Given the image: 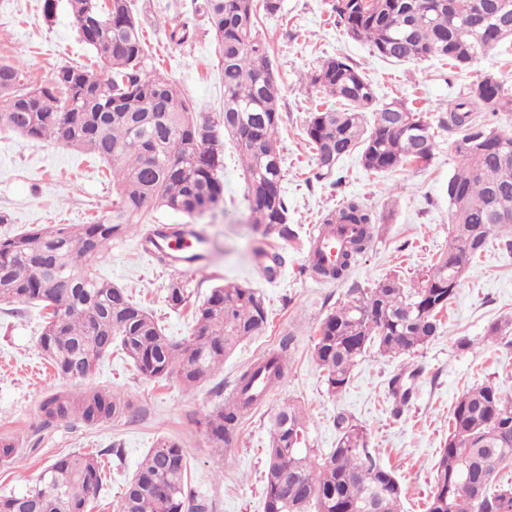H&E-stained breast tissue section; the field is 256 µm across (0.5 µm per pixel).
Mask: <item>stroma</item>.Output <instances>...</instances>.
I'll return each instance as SVG.
<instances>
[{
	"label": "stroma",
	"mask_w": 512,
	"mask_h": 512,
	"mask_svg": "<svg viewBox=\"0 0 512 512\" xmlns=\"http://www.w3.org/2000/svg\"><path fill=\"white\" fill-rule=\"evenodd\" d=\"M332 0H282L274 15L259 14L257 38L266 42L280 89L283 123L279 145L285 172L288 222L294 235H263L249 222L245 180L236 148L224 143V207L204 217L209 266L178 273L142 249V236L130 231L107 247L94 272L127 290L159 319L167 335L192 330V308L172 307L168 289L182 283L193 299H203L221 282L259 289L266 298L268 322L241 343L199 387L186 389L177 376H141L124 354L106 357L87 380L77 383L56 374L39 347L38 308L18 311L0 305V438L19 440L9 463H0V493L28 488L57 457L78 452L101 464L103 486L88 512H114L125 483L157 437L178 441L190 464L188 489L208 502L211 512H264L263 475L270 439V416L286 399L299 401L307 415V444L336 447L335 418L346 413L364 427L369 448L391 468L404 487L402 512H425L434 486L439 454L448 438L452 410L468 389L493 383L512 396V332L488 338V328L512 319V252L490 243L461 280L440 332L416 352H367L354 367L347 387L328 394L313 357L322 320L350 298L354 288H371L397 275L413 283L436 263L448 244V179L458 167L456 132L442 127L453 102L465 96L487 70L512 89V40L470 67L432 58L393 63L374 54L336 27ZM43 0H0V63L24 66L31 84L46 82L64 66L90 63L92 53L77 37L66 0L54 18L45 19ZM205 0H132L145 48L156 67L195 104L218 116L224 110V79L207 22ZM185 20L189 37L169 41L170 24ZM344 56L372 82L380 101L398 100L423 112L433 132L429 161L391 172L366 170L358 154L338 165V180H316L315 160L305 136L310 112L333 105L307 83L330 57ZM356 197L378 216L380 231L342 281H326L308 269L311 227ZM112 212V179L99 161L55 141L35 142L0 128V236L38 224H87ZM279 252L284 263L274 276L260 268L254 251ZM293 337L288 371L264 402L247 414L227 445L216 446L206 417L224 403L240 373L258 356ZM470 346H460L461 338ZM418 370L408 404L396 406L389 380ZM98 390L127 405L126 413L88 424L70 417L46 420L41 404L53 394Z\"/></svg>",
	"instance_id": "1"
}]
</instances>
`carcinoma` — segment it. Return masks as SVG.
Returning a JSON list of instances; mask_svg holds the SVG:
<instances>
[{
    "mask_svg": "<svg viewBox=\"0 0 512 512\" xmlns=\"http://www.w3.org/2000/svg\"><path fill=\"white\" fill-rule=\"evenodd\" d=\"M476 0H333L336 24L367 40L374 53L392 62L439 57L459 66L512 38L496 18L471 10ZM81 40L95 53L96 66L63 67L46 84L27 82L19 64H0V127L32 141L53 139L78 153L112 165V216L94 224H58L0 238V304L33 303L44 311L42 354L68 379L80 382L112 350L124 353L148 379L177 375L189 389L224 364L245 339L267 323L263 297L253 288L227 282L211 288L194 310L191 335L175 339L126 289L91 273L104 248L142 223L146 211L163 209L191 219L224 202V144L218 130L235 141L246 180L252 223L263 234L287 239L288 200L282 192V157L277 134L282 123L276 82L266 43L255 35L258 11L275 14L281 0H208V18L224 64V112L213 118L196 111L164 74L151 70L141 28L128 0H67ZM310 86L340 103L310 113L306 136L315 155L314 178L336 173L338 162L356 152L363 167L391 171L432 154L431 126L423 113L400 101L379 102L365 74L343 56L325 60ZM482 94L452 104L441 124L460 132L455 141L460 169L448 179L451 224L448 249L433 271L406 288L396 277L351 298L322 321L313 353L325 372L327 392L348 385L353 367L370 348L382 354L409 352L439 331L438 314L453 295L441 284L457 266L468 272L489 241L512 235V136L484 122L480 113L512 112V91L484 72L473 83ZM500 101L488 106L485 99ZM348 232L336 266L309 264L321 278L343 281L371 245L378 217L356 198L322 219ZM261 269L273 274L277 253L256 250ZM68 277L71 287H57ZM294 337L283 338L238 377L236 400L209 415L215 445L234 437L241 419L263 403L250 391L263 375L269 387L284 376L283 363ZM389 396L409 399L403 375L391 378ZM78 410L69 397L53 394L41 410L49 419L73 413L96 423L121 411L97 391H80ZM453 431L441 451L426 512H512V483L500 477L512 467V397L492 383L467 390L452 410ZM264 470L265 512H400L403 488L367 446L364 428L352 416L336 417L337 446L326 454L304 447L306 414L283 401L270 418ZM188 460L178 441L158 438L126 483L115 512H209L187 492ZM102 486L94 457L60 456L22 493L0 494V512H87Z\"/></svg>",
    "mask_w": 512,
    "mask_h": 512,
    "instance_id": "obj_1",
    "label": "carcinoma"
}]
</instances>
